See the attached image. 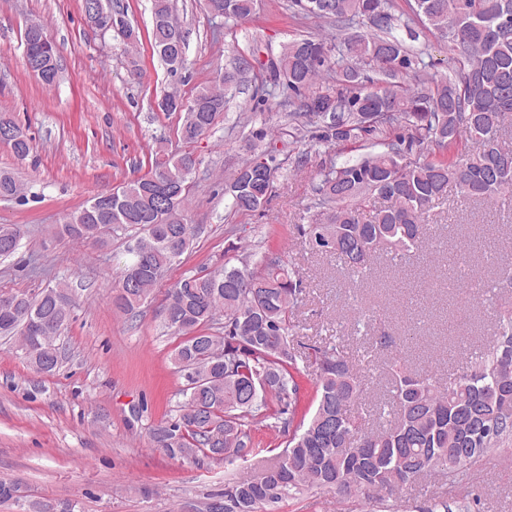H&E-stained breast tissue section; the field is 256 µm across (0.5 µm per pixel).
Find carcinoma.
Here are the masks:
<instances>
[{
	"label": "carcinoma",
	"mask_w": 512,
	"mask_h": 512,
	"mask_svg": "<svg viewBox=\"0 0 512 512\" xmlns=\"http://www.w3.org/2000/svg\"><path fill=\"white\" fill-rule=\"evenodd\" d=\"M224 18L245 20L256 0H221ZM299 13L353 32L336 42L302 36L285 43L273 62L272 90L299 101L288 113L296 141L355 143L363 153L319 170L317 218L300 231L315 253L332 256L351 277L371 274L384 251L409 262L434 239L430 213L458 196L512 205V0H413L412 20L459 57L453 75H428L424 52L406 45L407 26L394 0H293ZM102 27L133 35L122 13ZM43 24L24 28V58L37 65L56 52ZM185 41L170 0H152L151 45L169 71V45ZM246 67L201 87L188 103L165 98L167 112L184 113L180 135L194 143L211 131ZM336 80L317 92V80ZM478 144L469 155L448 157L461 140ZM191 153L164 165L173 210L160 222V194L153 171L116 190L92 196L64 214L58 234L102 242L119 228L142 231L133 259L116 284L114 305L131 314L152 295L165 272L192 250L195 234L185 219ZM282 164L272 154L244 161L225 181L228 208L255 212L269 201ZM21 192L14 174L0 170V198ZM376 197L386 205L369 216L362 205ZM20 227L0 224V259L20 246ZM457 283L497 305L493 341L458 373L443 378L418 371L378 337L387 384L375 398L369 426L357 424L353 407L367 394L360 366L339 345L312 346L316 406L288 432L299 385L297 351L289 343V313L304 302L302 280L279 255L248 254L216 271L180 279L167 295L165 327L183 335L172 352L186 384L176 416L149 429L153 445L177 461H245L254 453L258 424L286 437L275 461L256 474L224 485L196 512H271L279 503L314 490L374 501L379 512H399L401 494L431 474L461 482L489 452L512 438V266L497 267L485 282L473 279L460 255ZM14 308L0 305V335L14 339L26 363L51 374L62 362L56 320L70 319L73 296L59 283L34 296L9 293Z\"/></svg>",
	"instance_id": "cac0c4a2"
}]
</instances>
